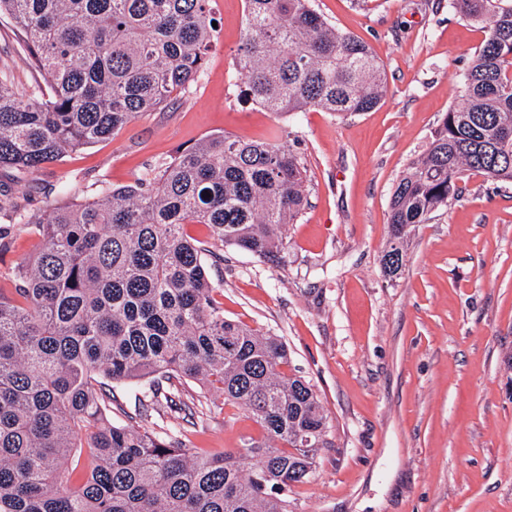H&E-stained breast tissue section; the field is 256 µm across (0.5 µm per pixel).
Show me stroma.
Wrapping results in <instances>:
<instances>
[{"label":"stroma","instance_id":"35a3bbf8","mask_svg":"<svg viewBox=\"0 0 512 512\" xmlns=\"http://www.w3.org/2000/svg\"><path fill=\"white\" fill-rule=\"evenodd\" d=\"M336 30L363 39L386 74L378 105L341 117L276 115L243 95L236 71L245 0H212L217 23L190 94L109 139L38 170L0 169V193L44 216L86 183L132 184L205 136L270 137L307 169L308 205L285 225V262L228 248L213 267L226 318L280 336L293 373L313 385L330 447L296 484L288 512H512V184L480 175L458 201L413 227L399 276L385 275L393 188L462 104L459 87L485 38L451 0H314ZM41 79L0 16V70ZM35 225L0 223V289L29 260ZM204 424L177 421L211 453L262 440L244 413L211 395Z\"/></svg>","mask_w":512,"mask_h":512}]
</instances>
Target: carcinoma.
<instances>
[{
	"label": "carcinoma",
	"instance_id": "obj_1",
	"mask_svg": "<svg viewBox=\"0 0 512 512\" xmlns=\"http://www.w3.org/2000/svg\"><path fill=\"white\" fill-rule=\"evenodd\" d=\"M210 0H0L25 62L52 91L15 89L0 70V168L39 169L109 138L198 82L213 37ZM485 40L464 74L463 105L435 129L394 186L396 276L417 224L458 200L472 174L512 183V0H452ZM237 67L268 112H368L385 78L369 46L329 25L311 0H245ZM27 100H22V97ZM307 170L283 136L224 134L114 189L33 219L0 199V220L39 226L42 242L0 291V512H288V491L331 447L313 386L290 374L280 337L224 317L200 242L272 265L304 208ZM199 391L246 411L264 441L239 455L187 448L163 424L206 415ZM162 425L112 418L115 384ZM313 441L302 447L303 434ZM83 459L81 472L69 462Z\"/></svg>",
	"mask_w": 512,
	"mask_h": 512
}]
</instances>
